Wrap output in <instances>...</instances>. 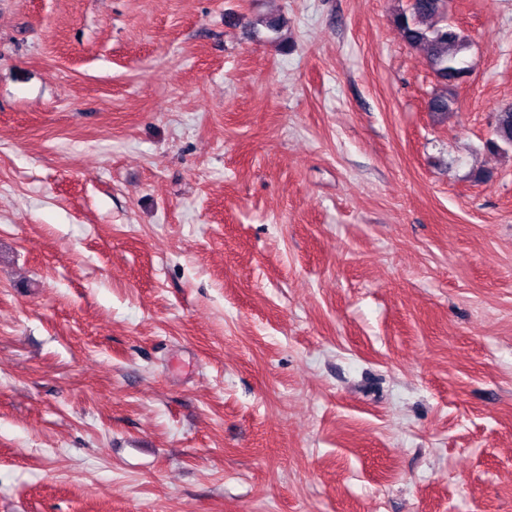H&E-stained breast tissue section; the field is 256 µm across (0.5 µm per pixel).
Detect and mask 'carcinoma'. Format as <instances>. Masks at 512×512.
<instances>
[{"label": "carcinoma", "mask_w": 512, "mask_h": 512, "mask_svg": "<svg viewBox=\"0 0 512 512\" xmlns=\"http://www.w3.org/2000/svg\"><path fill=\"white\" fill-rule=\"evenodd\" d=\"M394 21L404 40L426 51L429 65L438 81L451 87L470 72L466 62L468 39L447 19V0H412L409 10L396 13ZM428 111L446 118L456 111L452 93H434L428 100ZM491 148H512V108L499 109L493 130Z\"/></svg>", "instance_id": "cac0c4a2"}]
</instances>
